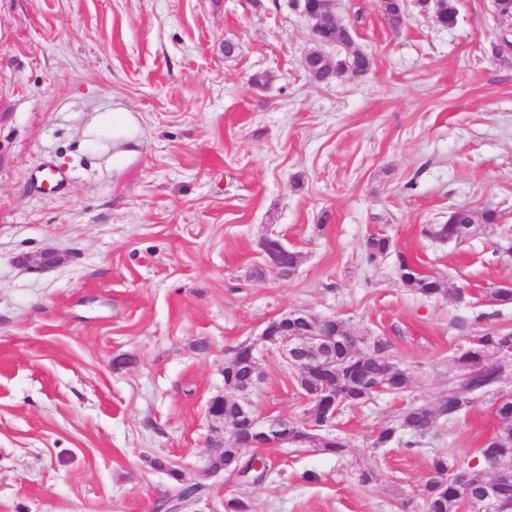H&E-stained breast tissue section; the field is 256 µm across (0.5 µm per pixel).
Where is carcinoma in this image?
Listing matches in <instances>:
<instances>
[{"label": "carcinoma", "instance_id": "cac0c4a2", "mask_svg": "<svg viewBox=\"0 0 512 512\" xmlns=\"http://www.w3.org/2000/svg\"><path fill=\"white\" fill-rule=\"evenodd\" d=\"M346 62L351 68L359 71H367L371 66L369 58L359 53L347 56L343 60H336L332 62V66L339 70L344 68ZM389 249L390 240L387 237L369 238L366 245L368 260L373 261L387 254ZM407 286L426 297L443 292L436 279L421 272L412 274ZM317 330L326 334L336 332L334 353L337 366L336 371L327 375H319L313 371L297 374L307 394L313 395L325 388L338 391L355 390L366 396L375 393L380 386L396 394L408 389L409 373L393 360L390 344L386 339L375 337L369 341L365 349L359 350L352 333L340 321L336 322L334 329L320 325ZM509 343H512V332L488 333L477 337L472 346L456 360L459 374H476V380L485 388L495 384L500 372L493 364L487 363L486 358L493 355L499 347ZM248 350L249 344L242 343L225 359L224 387L234 389L255 377L256 368L249 358ZM468 404V397L461 396L444 398L434 407L413 406L404 413L396 425L379 431L372 446L382 448L398 436L404 439V445H415L418 439L431 433L439 422L456 418ZM496 404L499 427L483 442L479 448L478 464L464 471L463 479L451 475L454 466L448 462V457L438 456L433 459L426 482L427 512H457L461 502L468 504L470 509H475L483 484L488 474L493 472L497 473L501 492L512 499V469H493L498 458L489 454V448L499 439L512 440V391L499 394ZM221 410L224 414V423L236 426V433L231 438V444L224 445V451L216 457L214 465H222L231 472L243 467L246 461L252 460L255 450L263 445L264 441L257 438L248 423L240 419L235 399H224ZM286 433L290 444L312 442L315 447L330 454L340 455L347 448L345 441L327 432L307 430L290 424Z\"/></svg>", "mask_w": 512, "mask_h": 512}]
</instances>
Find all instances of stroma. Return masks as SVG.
<instances>
[{
  "mask_svg": "<svg viewBox=\"0 0 512 512\" xmlns=\"http://www.w3.org/2000/svg\"><path fill=\"white\" fill-rule=\"evenodd\" d=\"M489 8L457 0L442 29L413 6L395 29L379 0H337L372 67L317 83L289 0H0V512H156L198 481L184 512H425L434 457L477 464L510 366L413 447L371 442L447 397L475 336L512 330L490 298L512 280V50ZM47 157L68 191L33 184ZM460 205L500 217L425 235ZM272 233L292 278L265 264ZM402 255L443 293L406 288ZM292 308L387 339L408 390L344 407L342 455L264 447V482L203 477L225 358ZM258 363L257 414L306 418L296 373ZM262 250L266 262L272 270L281 273L288 266V269L282 274L283 277H288L289 273H293L300 265L301 255L294 251H291L288 262V254L290 252L288 247L282 243V240L278 244H274L268 237H265L262 242Z\"/></svg>",
  "mask_w": 512,
  "mask_h": 512,
  "instance_id": "1",
  "label": "stroma"
}]
</instances>
